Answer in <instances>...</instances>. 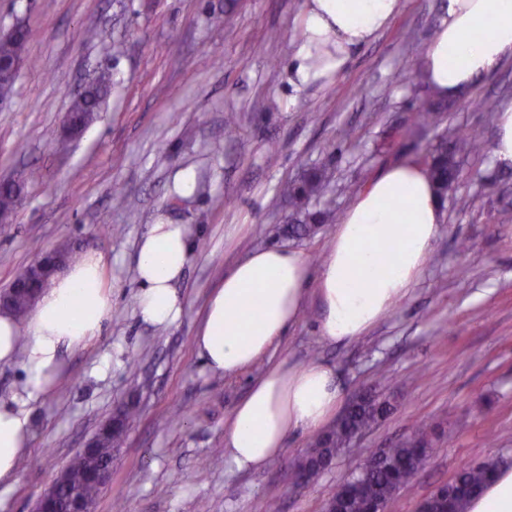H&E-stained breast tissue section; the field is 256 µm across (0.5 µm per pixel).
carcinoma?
Instances as JSON below:
<instances>
[{"label": "carcinoma", "mask_w": 512, "mask_h": 512, "mask_svg": "<svg viewBox=\"0 0 512 512\" xmlns=\"http://www.w3.org/2000/svg\"><path fill=\"white\" fill-rule=\"evenodd\" d=\"M110 84L108 73L103 72L90 86V89L74 98L70 112L85 122H90L102 102L103 94ZM442 111L439 104H423L412 113L411 129L425 131L436 120V113ZM482 133L478 128H471L461 133L442 135L439 141L425 150L418 162L424 164L442 199H447L456 190L459 181V167L455 160L456 152L466 150L473 154L483 152ZM327 169L312 172L286 187L298 219L288 225V234L303 236L309 231L321 228L323 224L335 223V217L327 211L311 212L308 210L310 199L328 182ZM17 200L9 190L0 189V223L8 222ZM5 306L15 316H27L34 300L25 294H12L11 288L3 289ZM390 412L388 403L377 405L372 399H364L352 411L343 415L336 425L326 433L317 435L306 451L305 467L307 480L315 481L325 470L329 462L350 441L369 429L378 418ZM432 429L425 423L416 425L413 437L406 443L389 448L362 471L336 486V512H365L369 500H378L391 509L395 501L398 486L410 485L427 457ZM116 440L110 432H101L96 437V450L93 453L79 451L68 463L62 473L63 493H79L90 500L99 497L103 486L88 479V473L105 466L112 460V447ZM496 460L466 463L461 466L448 490V510L446 512H463L466 500L476 493L494 470Z\"/></svg>", "instance_id": "1"}]
</instances>
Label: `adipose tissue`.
Here are the masks:
<instances>
[{
    "label": "adipose tissue",
    "mask_w": 512,
    "mask_h": 512,
    "mask_svg": "<svg viewBox=\"0 0 512 512\" xmlns=\"http://www.w3.org/2000/svg\"><path fill=\"white\" fill-rule=\"evenodd\" d=\"M400 0H306L301 41L290 70L296 86L344 70L353 47L388 29ZM419 67L430 94L453 101L512 58V0H445ZM332 47L323 70L314 58ZM442 205L429 172L415 162L384 168L344 212L326 259L311 269L298 252L254 251L224 275L209 297L193 346L209 371L233 375L252 366L299 320L308 294L319 306V332L333 344L366 335L420 279L441 230ZM192 256L191 229L151 225L138 246L137 309L145 323L168 327L185 301L176 284ZM102 254L87 252L53 277L27 320L0 312V363H21L22 392L0 400V486L11 484L33 435L31 400L49 392L66 352L86 345L112 317ZM26 343H19V336ZM343 398L332 365L280 361L260 375L224 426V455L241 470L279 456L289 434L324 428ZM463 512H512V464L500 463Z\"/></svg>",
    "instance_id": "obj_1"
}]
</instances>
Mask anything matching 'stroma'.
<instances>
[{"instance_id": "stroma-1", "label": "stroma", "mask_w": 512, "mask_h": 512, "mask_svg": "<svg viewBox=\"0 0 512 512\" xmlns=\"http://www.w3.org/2000/svg\"><path fill=\"white\" fill-rule=\"evenodd\" d=\"M441 0H403L390 27L355 49L325 84L289 81L305 0H0V32H27L24 63L0 108V177L22 179L12 223L0 224V288L43 253L64 245L101 253L112 317L69 353L54 389L30 403L34 436L0 512H33L68 460L117 406L138 398V418L112 451V481L93 512H322L337 484L373 454L434 426L430 454L392 512L422 498L466 462L512 463V170L492 152L458 153L460 178L420 280L369 333L322 341L318 304L249 369L215 375L192 345L207 299L247 253L285 247L319 266L335 231L289 237L282 189L316 168L333 178L311 210L343 214L356 190L386 165L411 159L456 128L495 135V115L471 101L512 100V61L454 101L438 124L408 138L411 112L429 92L418 76ZM87 28L101 30L88 40ZM277 40H269L270 30ZM111 90L79 138L62 134L73 95L100 70ZM239 117L235 136L224 116ZM191 174L190 188L181 177ZM124 205L112 199L115 190ZM192 225L198 246L179 289L180 319L142 323L136 249L159 219ZM468 252H459L458 240ZM336 366L345 397L369 391L391 412L352 441L313 483L289 474L311 433L257 471L224 457V423L251 381L281 360ZM138 361L131 372L130 361Z\"/></svg>"}]
</instances>
